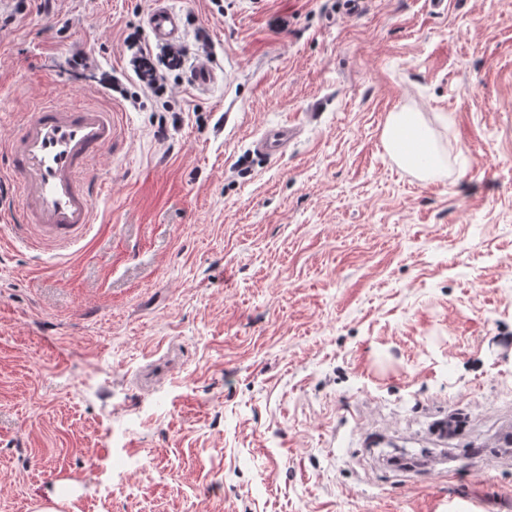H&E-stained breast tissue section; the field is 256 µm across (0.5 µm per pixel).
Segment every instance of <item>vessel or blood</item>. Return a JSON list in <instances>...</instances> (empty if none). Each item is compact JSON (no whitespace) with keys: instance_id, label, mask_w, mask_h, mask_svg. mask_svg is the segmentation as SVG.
Masks as SVG:
<instances>
[{"instance_id":"1","label":"vessel or blood","mask_w":512,"mask_h":512,"mask_svg":"<svg viewBox=\"0 0 512 512\" xmlns=\"http://www.w3.org/2000/svg\"><path fill=\"white\" fill-rule=\"evenodd\" d=\"M146 26L157 42L178 41L183 33V19L167 0H154ZM299 133L289 123L271 126L254 150L280 156ZM114 142L111 109L93 103H38L5 150L7 174L19 190L15 234L33 245L68 248L79 243L95 222L92 164Z\"/></svg>"}]
</instances>
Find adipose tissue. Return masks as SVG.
Instances as JSON below:
<instances>
[{"label": "adipose tissue", "instance_id": "obj_1", "mask_svg": "<svg viewBox=\"0 0 512 512\" xmlns=\"http://www.w3.org/2000/svg\"><path fill=\"white\" fill-rule=\"evenodd\" d=\"M384 139L403 166L416 168L424 161L433 168L439 165L435 144L421 113H392L384 130Z\"/></svg>", "mask_w": 512, "mask_h": 512}]
</instances>
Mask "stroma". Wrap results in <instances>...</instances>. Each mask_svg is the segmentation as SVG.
I'll use <instances>...</instances> for the list:
<instances>
[{
  "label": "stroma",
  "mask_w": 512,
  "mask_h": 512,
  "mask_svg": "<svg viewBox=\"0 0 512 512\" xmlns=\"http://www.w3.org/2000/svg\"><path fill=\"white\" fill-rule=\"evenodd\" d=\"M168 4L217 79L141 111L97 79L151 0L0 31V147L47 98L118 130L68 249L17 240L0 182V512L61 482V512H512V0ZM403 109L434 181L386 148ZM384 139L401 165L417 168L425 160L431 168H438L437 150L421 113H392ZM300 134V128L290 123L267 128L254 142L253 151L269 158L282 155Z\"/></svg>",
  "instance_id": "35a3bbf8"
}]
</instances>
